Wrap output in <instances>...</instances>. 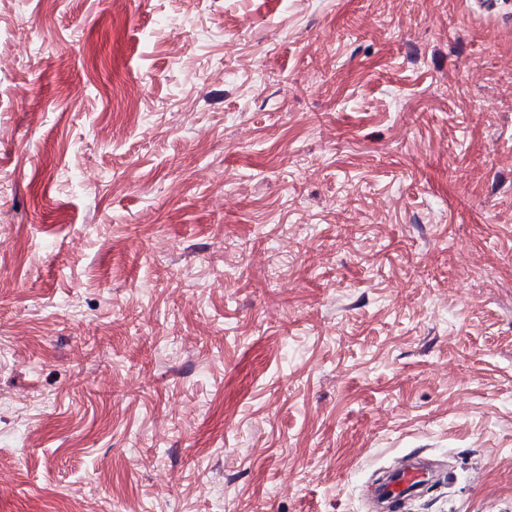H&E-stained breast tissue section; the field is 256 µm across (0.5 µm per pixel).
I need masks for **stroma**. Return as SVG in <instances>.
<instances>
[{"label":"stroma","mask_w":512,"mask_h":512,"mask_svg":"<svg viewBox=\"0 0 512 512\" xmlns=\"http://www.w3.org/2000/svg\"><path fill=\"white\" fill-rule=\"evenodd\" d=\"M512 512V5L0 0V512ZM425 475L422 470L414 467L409 461L391 476L392 479L381 486L378 496L388 498V502L397 503L404 498L403 495L410 487L423 484Z\"/></svg>","instance_id":"stroma-1"}]
</instances>
